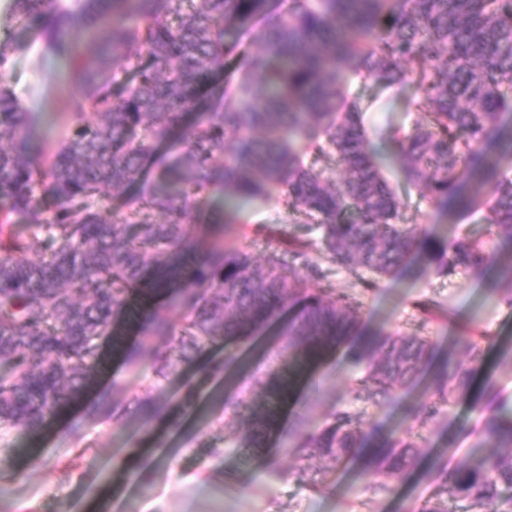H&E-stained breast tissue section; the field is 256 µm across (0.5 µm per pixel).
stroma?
Masks as SVG:
<instances>
[{"mask_svg":"<svg viewBox=\"0 0 512 512\" xmlns=\"http://www.w3.org/2000/svg\"><path fill=\"white\" fill-rule=\"evenodd\" d=\"M8 76L26 109L38 116L35 138L53 140L64 102L79 93L65 66L38 71L30 54L17 53ZM350 90L378 99L365 116L370 135L391 123L411 127L417 118L405 100H391L380 88L354 82ZM392 184L407 204L409 221L436 225L440 240L486 234L480 213L461 211L451 219L438 211L423 188L405 186L397 177ZM511 289V283L490 275L479 278L459 271L441 277L416 265L359 292V332L368 336L421 331L431 336L437 362L459 361L463 353L456 338L462 327L484 328L500 343H512V308L499 300ZM428 299L439 307L423 327L414 316V305ZM277 330L272 322L259 328L238 344L230 362L223 345L205 349L192 375L216 364L223 370L198 384L195 409L179 413L185 380L178 377L159 402L160 417L148 422L130 411L113 420L110 410L113 404H125L123 387L130 374L112 341H104L101 365L80 396L39 434H0V512H420L427 500L443 496V487L425 463L392 491L375 493L374 476L363 473L358 460L302 459L287 448L299 414L317 423L336 407L352 406L358 372L345 349L313 358L312 380L293 400H282L262 455L245 462L251 423L244 414L225 418L218 393L237 388L246 391L254 405H263L259 382L267 378L279 350ZM428 385L421 380L399 405L367 408V425L384 435L409 431L424 437L429 455L444 447L460 426L478 424L469 404L462 403L439 420L409 426L406 418L426 401ZM143 444L153 457L147 474L140 481L124 479L114 462L122 452Z\"/></svg>","mask_w":512,"mask_h":512,"instance_id":"35a3bbf8","label":"stroma"}]
</instances>
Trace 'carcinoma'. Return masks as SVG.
Masks as SVG:
<instances>
[{"label":"carcinoma","mask_w":512,"mask_h":512,"mask_svg":"<svg viewBox=\"0 0 512 512\" xmlns=\"http://www.w3.org/2000/svg\"><path fill=\"white\" fill-rule=\"evenodd\" d=\"M9 18L34 39L0 40V431L33 434L82 389L101 341L124 321L138 327L124 354L127 369L150 374L127 386L133 410L158 412L170 377L217 341L227 351L283 308V358L300 365L346 345L360 370L353 399L398 403L430 364L426 336L378 332L354 339L358 302L314 290L321 262L362 271L360 283L405 269L434 226L411 224L406 204L369 145L370 103L349 95L352 74L408 93L418 120L384 139L408 185H424L445 213L480 211L493 238L512 244V177L498 157L512 156V0H10ZM256 17L267 24L259 48L230 36ZM112 22L94 55L79 36ZM34 52V68L72 65L74 84L90 91L67 100L55 148L32 137L34 118L5 69L12 55ZM195 112L180 148L158 169L181 117ZM127 196L112 215L102 202ZM217 200L219 221L201 223ZM271 201L310 238L284 254L271 246L256 263L246 209ZM31 218L16 237L15 217ZM446 276L494 269L488 242L457 236L425 254ZM179 311L163 318L156 301ZM462 362L438 370L424 420L470 399L487 331L463 330ZM281 369L262 383L266 407L237 392L224 410L250 413V448L260 454L283 396ZM473 402L481 428L466 453L435 466L454 502L512 512V400L484 386ZM366 429L361 414L338 408L296 444L341 461L362 452L388 492L422 457L423 445Z\"/></svg>","instance_id":"cac0c4a2"}]
</instances>
